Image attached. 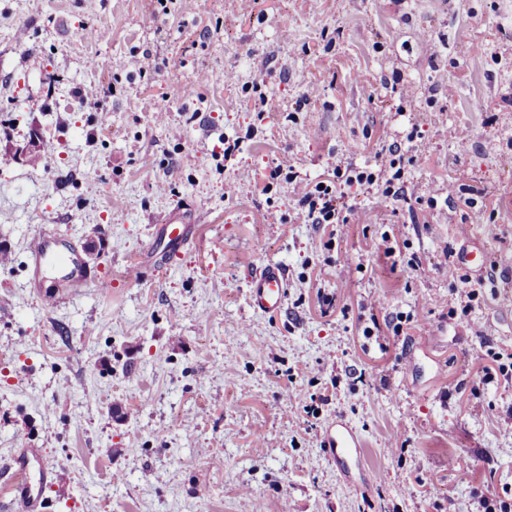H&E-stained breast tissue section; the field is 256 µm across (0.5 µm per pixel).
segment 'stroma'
I'll return each mask as SVG.
<instances>
[{
	"label": "stroma",
	"instance_id": "obj_1",
	"mask_svg": "<svg viewBox=\"0 0 512 512\" xmlns=\"http://www.w3.org/2000/svg\"><path fill=\"white\" fill-rule=\"evenodd\" d=\"M414 130L408 199L364 193L374 223H305L266 184ZM176 208L205 220L170 259L149 244ZM46 224L108 289L41 299ZM0 248V499L25 445L57 472L44 512H512V0H0ZM269 261L277 316L247 300ZM339 417L360 468L321 446ZM288 288L284 266L269 261L256 269L249 281L248 302L253 312L275 314L283 310Z\"/></svg>",
	"mask_w": 512,
	"mask_h": 512
}]
</instances>
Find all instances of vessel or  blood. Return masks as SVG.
<instances>
[{
	"instance_id": "1",
	"label": "vessel or blood",
	"mask_w": 512,
	"mask_h": 512,
	"mask_svg": "<svg viewBox=\"0 0 512 512\" xmlns=\"http://www.w3.org/2000/svg\"><path fill=\"white\" fill-rule=\"evenodd\" d=\"M201 213H194L192 219L177 216L169 218L160 228L159 234L151 241L152 252L177 253L189 242L193 227L202 223ZM31 268L35 275H51L54 289L46 293V300L58 304L67 295L79 288H99L103 282L86 262L84 252L58 232L42 229L36 233L30 247ZM288 288V274L277 262H267L253 273L249 281L248 302L253 312L275 314L284 308ZM322 445L327 457L341 468H348L360 448V441L348 425L338 423L324 433ZM35 448L23 449L12 455L9 467L14 472L10 485V499L1 508L5 512H41L44 493L53 485L57 473L54 469L42 468L38 480L30 478V464L38 458Z\"/></svg>"
}]
</instances>
